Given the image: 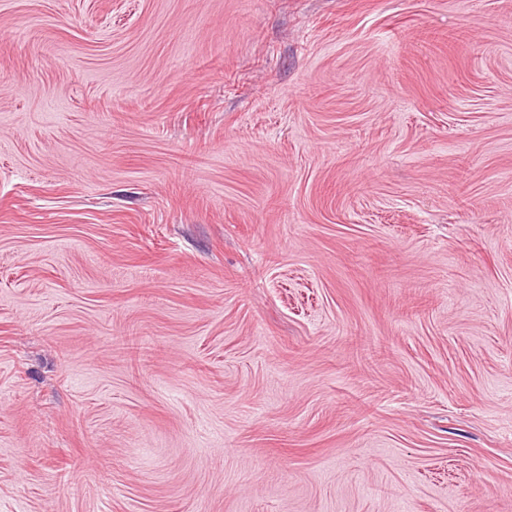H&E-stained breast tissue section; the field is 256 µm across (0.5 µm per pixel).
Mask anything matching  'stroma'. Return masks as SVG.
<instances>
[{
  "mask_svg": "<svg viewBox=\"0 0 512 512\" xmlns=\"http://www.w3.org/2000/svg\"><path fill=\"white\" fill-rule=\"evenodd\" d=\"M0 512H512V0H0Z\"/></svg>",
  "mask_w": 512,
  "mask_h": 512,
  "instance_id": "35a3bbf8",
  "label": "stroma"
}]
</instances>
